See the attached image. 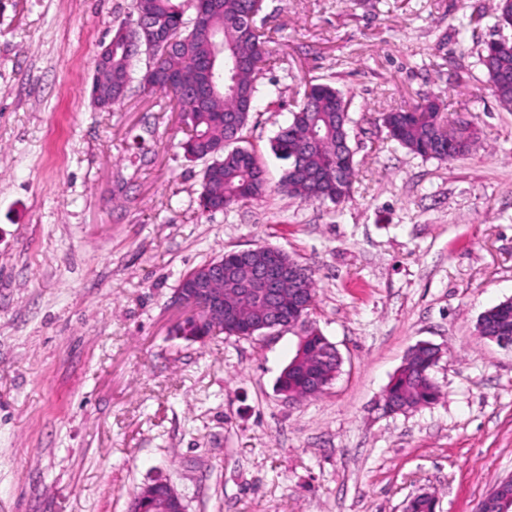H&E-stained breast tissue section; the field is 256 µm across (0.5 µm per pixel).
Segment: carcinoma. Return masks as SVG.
Instances as JSON below:
<instances>
[{"instance_id": "1", "label": "carcinoma", "mask_w": 512, "mask_h": 512, "mask_svg": "<svg viewBox=\"0 0 512 512\" xmlns=\"http://www.w3.org/2000/svg\"><path fill=\"white\" fill-rule=\"evenodd\" d=\"M136 19L121 23L127 28L125 42L112 47V98L122 103L134 81V63L146 58L145 72L139 83L150 91L162 92L176 101L185 125V137L178 143L189 161L205 160L198 207L219 202L224 207L257 199L270 191L265 170L258 155L238 146L255 112L257 83L269 63L268 40L248 20L255 11V0H218L211 9L207 0H133ZM153 22L148 35L139 29L138 20ZM224 42L226 55L218 61L220 80L204 102L197 105L190 97L196 64L211 55L214 36ZM488 82L504 109L512 111V43L506 39L486 43L480 56ZM392 140L426 159L451 163L471 153L477 133L461 116L449 121L435 100H426L411 108H398L381 115ZM349 102L329 83L310 82L301 102L292 112L289 124L271 141L274 155L288 162L278 189L303 202L339 204L350 196L355 176L354 155L338 153L348 141ZM224 256V291L238 287L237 278L248 267L262 261L259 252H250L233 263ZM289 263L300 271L299 278L284 288L282 315L292 316L290 296L293 290L311 301L315 299L313 273L292 256ZM262 301L243 305L234 319L224 315V334L232 335L229 322H252L266 315ZM477 333L482 339L493 336L512 340V301L504 300L485 310L478 319ZM307 354L302 363L289 362L280 377L284 388L302 400L323 389L312 382L317 376L328 386L339 372L340 363L324 358L325 337L305 330ZM435 353L420 347L389 382L388 401L410 409L431 405L439 388L431 376Z\"/></svg>"}]
</instances>
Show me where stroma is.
Listing matches in <instances>:
<instances>
[{"label":"stroma","mask_w":512,"mask_h":512,"mask_svg":"<svg viewBox=\"0 0 512 512\" xmlns=\"http://www.w3.org/2000/svg\"><path fill=\"white\" fill-rule=\"evenodd\" d=\"M495 3L265 0L245 145L278 184L271 139L307 82L331 83L351 100V194L274 190L203 215L204 164L178 148L170 99L135 85L104 111L89 95L132 0H0V512H128L157 481L186 512H403L423 491L474 512L512 474V349L475 330L512 298V112L479 62L512 39ZM427 96L478 129L470 155L388 138L381 113ZM262 245L314 273L309 320L342 357L317 397L278 388L301 327L172 335L182 276ZM420 341L444 351L440 398L385 414Z\"/></svg>","instance_id":"obj_1"}]
</instances>
